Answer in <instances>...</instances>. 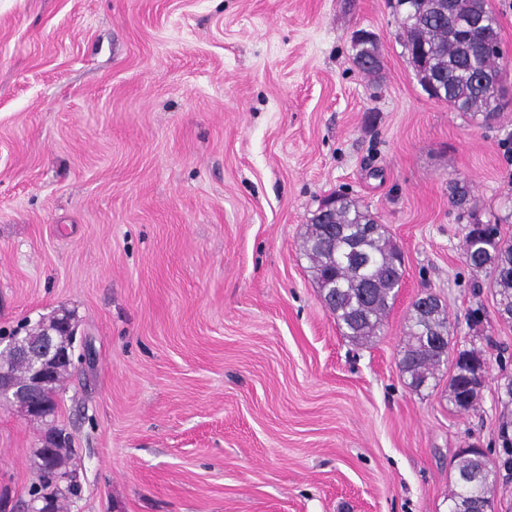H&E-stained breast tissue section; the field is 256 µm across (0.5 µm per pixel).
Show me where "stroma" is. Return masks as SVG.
<instances>
[{
	"label": "stroma",
	"mask_w": 512,
	"mask_h": 512,
	"mask_svg": "<svg viewBox=\"0 0 512 512\" xmlns=\"http://www.w3.org/2000/svg\"><path fill=\"white\" fill-rule=\"evenodd\" d=\"M399 28L388 0H0V335L75 321L55 416L0 401V512L53 428L68 512H448L464 451L499 464L512 321L448 186L512 240V107L485 126L429 97ZM336 193L404 259L364 346L302 249ZM425 292L487 361L469 409L451 365L418 391L399 369Z\"/></svg>",
	"instance_id": "stroma-1"
}]
</instances>
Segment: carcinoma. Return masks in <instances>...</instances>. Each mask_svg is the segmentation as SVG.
<instances>
[{"label": "carcinoma", "mask_w": 512, "mask_h": 512, "mask_svg": "<svg viewBox=\"0 0 512 512\" xmlns=\"http://www.w3.org/2000/svg\"><path fill=\"white\" fill-rule=\"evenodd\" d=\"M394 12L401 17L399 37L411 58H426L435 79L446 86L443 100L458 112L482 117L489 125L506 106L498 60L503 55L498 21L487 0H395ZM450 201L470 218L463 252L466 263L491 276L497 310L512 312V241L500 236L498 225L483 223L469 206V188L450 184ZM304 255L328 309L336 316L343 335L355 342L369 341L381 332L384 316L395 299L403 273L402 253L387 235L378 218L358 200L336 195L335 223L323 224L314 216L304 238ZM452 326L445 308L436 312L413 303L411 325L400 362L409 386L415 390L436 380L440 367V345L451 343ZM0 355L9 365L16 384L27 385L29 363ZM480 360L473 350L458 351L449 381V400L459 410L472 404L477 390L469 387L470 364ZM69 363H61L43 391L44 414L55 412L56 395ZM68 440L38 451V483L33 501L51 504L62 512L63 502L80 493L75 471L67 466ZM479 478L461 497V483L449 496L448 512H494L491 493L500 469H492L483 453L471 449L459 463L458 477L474 472Z\"/></svg>", "instance_id": "1"}]
</instances>
